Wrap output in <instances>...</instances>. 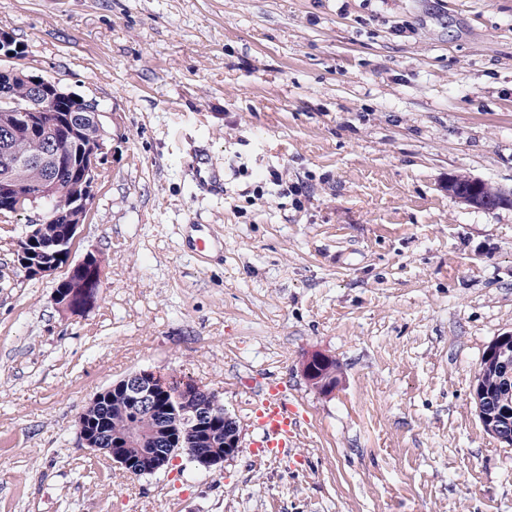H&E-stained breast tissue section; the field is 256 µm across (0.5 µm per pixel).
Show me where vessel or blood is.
I'll return each mask as SVG.
<instances>
[{"label":"vessel or blood","instance_id":"1","mask_svg":"<svg viewBox=\"0 0 512 512\" xmlns=\"http://www.w3.org/2000/svg\"><path fill=\"white\" fill-rule=\"evenodd\" d=\"M251 411L257 432L253 448L276 455L294 447L304 420L282 385L266 378L258 379Z\"/></svg>","mask_w":512,"mask_h":512}]
</instances>
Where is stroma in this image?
I'll return each instance as SVG.
<instances>
[{"instance_id": "35a3bbf8", "label": "stroma", "mask_w": 512, "mask_h": 512, "mask_svg": "<svg viewBox=\"0 0 512 512\" xmlns=\"http://www.w3.org/2000/svg\"><path fill=\"white\" fill-rule=\"evenodd\" d=\"M0 30L110 135L71 253L106 259L92 308L17 268L27 215L0 222V512H512L472 398L512 333V203L447 189L512 195V0H0ZM141 370L214 393L239 453L134 476L83 447ZM259 375L305 419L285 461L248 447ZM462 179H458V177H451L448 179V193L457 198L460 202L475 207V208H493L497 206V198L499 194L491 187V192L488 190H483L484 197L480 194V190L487 183L480 180H473L472 184H470L465 190ZM486 201V202H485ZM493 366L504 378L512 376V335L498 336L486 349L482 356V365Z\"/></svg>"}]
</instances>
